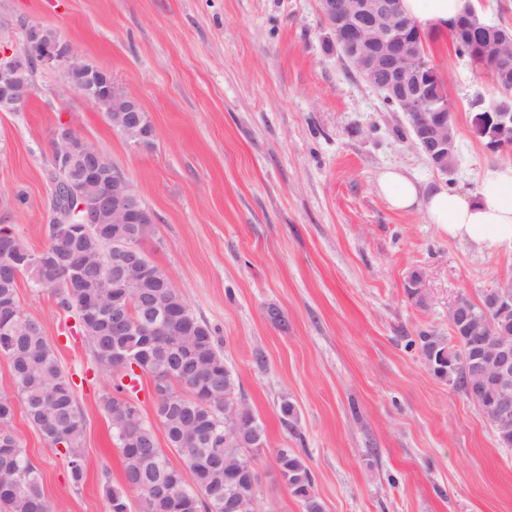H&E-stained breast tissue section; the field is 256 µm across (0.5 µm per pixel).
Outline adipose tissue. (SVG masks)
Listing matches in <instances>:
<instances>
[{"label": "adipose tissue", "instance_id": "obj_1", "mask_svg": "<svg viewBox=\"0 0 512 512\" xmlns=\"http://www.w3.org/2000/svg\"><path fill=\"white\" fill-rule=\"evenodd\" d=\"M465 0H403L424 32L447 31ZM378 189L391 209L422 211L449 238L486 249L512 250V168L486 170L475 197L439 186L422 188L401 170L384 171Z\"/></svg>", "mask_w": 512, "mask_h": 512}]
</instances>
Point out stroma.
<instances>
[{
  "label": "stroma",
  "mask_w": 512,
  "mask_h": 512,
  "mask_svg": "<svg viewBox=\"0 0 512 512\" xmlns=\"http://www.w3.org/2000/svg\"><path fill=\"white\" fill-rule=\"evenodd\" d=\"M29 24L52 27L132 90L155 140L130 146L98 105L37 69L26 110L0 112V227L33 252L48 244L59 126L121 167L155 216L144 250L216 329L266 426L258 512H304L280 478L281 448L310 467L325 512H512V448L406 345L422 331L450 339L451 304L512 278V253L448 239L377 187L397 167L472 195L486 169L511 165L512 152H489L471 128L475 101L497 94L491 78L448 36L428 41L458 132L447 177L397 137L403 114L349 71L318 0H0L1 44L20 49ZM414 275L422 306L408 294ZM17 291L76 384L82 482L23 403L12 427L52 512H110L103 486L122 476L101 405L111 383L94 376L89 340L50 290L23 279ZM271 306L285 326L269 321ZM285 399L298 411L292 429L279 419Z\"/></svg>",
  "instance_id": "obj_1"
}]
</instances>
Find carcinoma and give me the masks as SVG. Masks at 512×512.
<instances>
[{
    "label": "carcinoma",
    "instance_id": "obj_1",
    "mask_svg": "<svg viewBox=\"0 0 512 512\" xmlns=\"http://www.w3.org/2000/svg\"><path fill=\"white\" fill-rule=\"evenodd\" d=\"M489 105L473 115L475 134L484 142L504 138L512 145V130L501 132L489 123ZM53 184L51 209L61 203L73 202V186L68 176L51 170ZM15 257L27 262L38 257H49L59 252L54 225H49V243L34 253L16 235L8 234ZM83 268L82 284L69 287L70 268ZM153 281L155 305L145 310L141 305L142 290L136 282H117L112 275V241L89 231L80 236L70 259L57 267L54 285L49 287L57 299V306L82 317L80 330L93 348L96 371L112 381V394L103 399V411L112 426L121 453L122 483L104 487L109 502L126 512H164L166 506L157 500L152 487L159 481H170L197 497L206 487L224 483V498L238 504L235 512H257L256 494L251 485L231 482L225 468H238L246 458L245 451L259 442H267L266 428L257 418L243 395L238 391L236 375L224 362V353L212 328L196 315H190L189 325L198 329L201 340L192 343L184 326L169 336L167 344L149 355L142 354L141 336H124L122 343L133 348L131 362L119 364L112 351V317L107 306L122 294L130 301L132 317L140 321L154 319L158 311L182 297L169 288L157 287ZM466 316L491 327L496 323L494 312L487 308V297L476 304L462 299ZM455 344L450 345L436 336L419 337L422 353L439 378H451L454 388L469 395L462 356L473 349L478 337L459 325L452 330ZM196 345L197 358L209 365V380H193L194 362L184 358L186 347ZM8 346L11 375L18 396L22 399L28 420L44 435L53 449L63 445L68 456L70 475L75 483L83 480L87 460L81 448L85 431L84 413L77 404L72 378L62 369L57 355L48 343L42 324L28 317L20 308L15 281L0 277V347ZM140 371H135L133 364ZM166 379L172 402L154 405L156 424L148 422L133 396L131 382L145 376ZM13 397L0 393V448L10 450L9 461L0 458V484L16 482L17 471L27 472L25 483L7 497L0 498V512H50L42 479L19 437L11 427ZM234 409L242 419L236 434L224 436V409ZM162 428L169 449L176 451L182 466L171 464L165 449L161 448L155 428ZM276 463L282 481L290 494L298 499L304 512H324L322 503L314 494L310 468L295 452L286 448L277 451ZM191 482H186L185 476Z\"/></svg>",
    "mask_w": 512,
    "mask_h": 512
}]
</instances>
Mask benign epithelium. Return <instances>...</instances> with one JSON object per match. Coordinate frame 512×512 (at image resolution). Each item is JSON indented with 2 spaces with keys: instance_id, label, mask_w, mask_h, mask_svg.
Listing matches in <instances>:
<instances>
[{
  "instance_id": "obj_1",
  "label": "benign epithelium",
  "mask_w": 512,
  "mask_h": 512,
  "mask_svg": "<svg viewBox=\"0 0 512 512\" xmlns=\"http://www.w3.org/2000/svg\"><path fill=\"white\" fill-rule=\"evenodd\" d=\"M319 2L336 53L383 101L397 105L409 120L412 133L404 140L435 171L453 173L458 166L457 129L448 119V96L432 85L434 70L425 51L422 30L414 18L404 13L402 0ZM42 30L39 24L30 25L19 52L0 48V112L23 111L34 93L32 73L50 67L60 72L67 90L101 106L112 118V128L125 130L134 146L154 137L153 126L145 120L133 91L115 83L109 71L83 61L58 35L47 36ZM54 141L57 160L76 167L78 179L103 183V188L91 197L78 195L80 205L75 213H83L78 220L59 212L52 214V220L59 224V236L76 238L83 233L84 224L99 225L103 236L107 224L130 225L132 235L112 246V272L146 282L147 263L138 240L155 224L154 214L139 205L127 175L110 172L106 155L76 139L69 127L57 129ZM10 253L7 245L0 249V270L6 276L16 281L36 277L45 286L53 284L51 267L15 266ZM494 308L500 327L481 339L479 352L468 366V379L472 393L490 395L497 423L507 428L512 425V296H497ZM110 313L112 335H129L131 325L122 299L112 302Z\"/></svg>"
}]
</instances>
